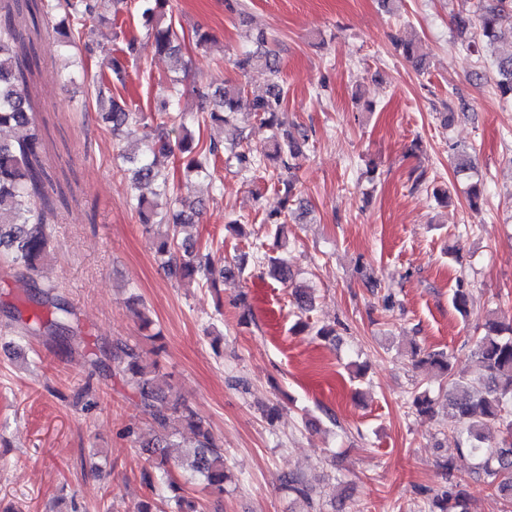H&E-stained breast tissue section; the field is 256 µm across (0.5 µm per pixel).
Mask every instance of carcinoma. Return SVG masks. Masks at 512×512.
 Returning <instances> with one entry per match:
<instances>
[{
	"label": "carcinoma",
	"mask_w": 512,
	"mask_h": 512,
	"mask_svg": "<svg viewBox=\"0 0 512 512\" xmlns=\"http://www.w3.org/2000/svg\"><path fill=\"white\" fill-rule=\"evenodd\" d=\"M0 1L5 3L0 6V129L30 127L34 124L30 77L38 67L39 56L33 38L23 32L18 19H29L36 33L43 27L53 28L62 49L70 55H80L92 51L93 43L89 39H76V34L88 22L102 16L106 0ZM168 2L138 0L137 8L158 52L177 57L179 70L185 72L189 62L178 58L181 46L167 11ZM505 12H512V0H475L471 10L457 13L454 26L463 37L462 51L475 54L482 45H494L498 39L497 22ZM252 41L255 51L237 56L234 65L243 73L257 68L265 71L269 77L267 94L250 98L239 85L226 87L215 94L211 111L201 116L182 112L177 122L163 111L148 116L112 96V80H123L127 63L136 56L132 40L125 43L120 54H104L110 75L92 83L91 93L109 124L112 140L141 132L140 158L131 161L132 181L155 182L157 190L151 200L140 194L132 196L130 205L139 214L145 231L156 234V257L177 280L208 278L212 274V260L210 255L199 253L192 239L183 237L184 227L199 217L200 205L174 199V185L157 168L158 155H179L186 159V171L210 182L214 179L211 158L221 154L227 166L244 173L269 162L286 201H293L301 194L297 160L304 154L306 141L277 132L285 100L278 40L260 31ZM395 46L406 61L418 67L425 65L414 43L397 39ZM495 64L499 76L496 89L501 97L512 100V45L495 54ZM243 112L274 130L267 147L258 150L240 143L226 146L214 138L206 146L194 141L192 125L207 122L221 129ZM43 150L44 140L36 129L22 139L7 140L0 136V256L7 258L19 278L28 281L34 289L31 313L25 318L26 333L43 334L73 353L79 350L81 342L71 325L68 303L58 293V286L41 284L37 279L38 266L51 247L45 211L52 204L47 190L52 180L42 161ZM266 224L268 234L278 239L288 224V214L273 212ZM263 258L268 260L270 275L275 280L283 284L291 280L288 264L266 254ZM471 301L464 280H459L452 295L453 306L463 315ZM475 346L478 368L472 378L456 375L449 354L444 351L412 352L415 368L434 371L451 380L448 407L455 411L458 433L465 437V447L458 449V454L474 460L473 468L467 472L452 459L441 463L448 475V488L427 497L426 512H471V502L464 489L467 475L486 476L496 495L512 510V323L486 322ZM104 355L119 360L125 385L152 422L154 437L146 446L159 449L153 463L155 472L166 474L170 464H178L166 452L168 448L181 447L175 434L169 431L171 421L177 418L194 435L192 449L184 460L191 478L199 480L208 494L224 495V483L228 479L224 449L216 444L210 430L171 388L157 381L136 348L117 341ZM434 404L435 399L425 391L414 394L411 402L419 416L433 414ZM492 427L498 428L496 438L488 433ZM153 473L142 472V481L149 487L154 485ZM169 487L174 492L169 503L171 512H203L200 499L181 494V487L172 481Z\"/></svg>",
	"instance_id": "obj_1"
}]
</instances>
